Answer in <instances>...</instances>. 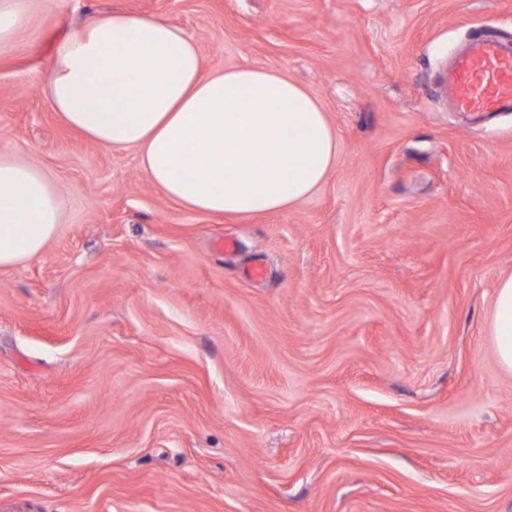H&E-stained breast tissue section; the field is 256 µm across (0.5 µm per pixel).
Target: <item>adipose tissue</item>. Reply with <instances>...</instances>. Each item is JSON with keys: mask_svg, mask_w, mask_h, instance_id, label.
I'll list each match as a JSON object with an SVG mask.
<instances>
[{"mask_svg": "<svg viewBox=\"0 0 512 512\" xmlns=\"http://www.w3.org/2000/svg\"><path fill=\"white\" fill-rule=\"evenodd\" d=\"M47 98L67 127L136 150L166 197L234 217L287 210L335 167L336 135L320 102L283 73L253 65L205 71L186 30L115 12L57 49ZM63 201L40 167L0 154V269L42 255ZM486 334L512 374V275L495 290Z\"/></svg>", "mask_w": 512, "mask_h": 512, "instance_id": "adipose-tissue-1", "label": "adipose tissue"}]
</instances>
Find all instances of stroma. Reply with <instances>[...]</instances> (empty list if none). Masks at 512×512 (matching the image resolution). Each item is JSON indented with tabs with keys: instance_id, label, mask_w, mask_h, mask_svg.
<instances>
[{
	"instance_id": "obj_1",
	"label": "stroma",
	"mask_w": 512,
	"mask_h": 512,
	"mask_svg": "<svg viewBox=\"0 0 512 512\" xmlns=\"http://www.w3.org/2000/svg\"><path fill=\"white\" fill-rule=\"evenodd\" d=\"M24 4L0 151L50 174L64 220L0 269V512H512V375L486 336L512 112L437 87L471 37L512 42V0ZM115 11L184 28L206 68L302 84L336 133L326 180L284 212H192L65 126L56 47Z\"/></svg>"
}]
</instances>
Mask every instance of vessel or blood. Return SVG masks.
Wrapping results in <instances>:
<instances>
[{"label": "vessel or blood", "instance_id": "b4317fda", "mask_svg": "<svg viewBox=\"0 0 512 512\" xmlns=\"http://www.w3.org/2000/svg\"><path fill=\"white\" fill-rule=\"evenodd\" d=\"M440 89L461 112H512V49L492 36L473 40L442 74Z\"/></svg>", "mask_w": 512, "mask_h": 512}]
</instances>
